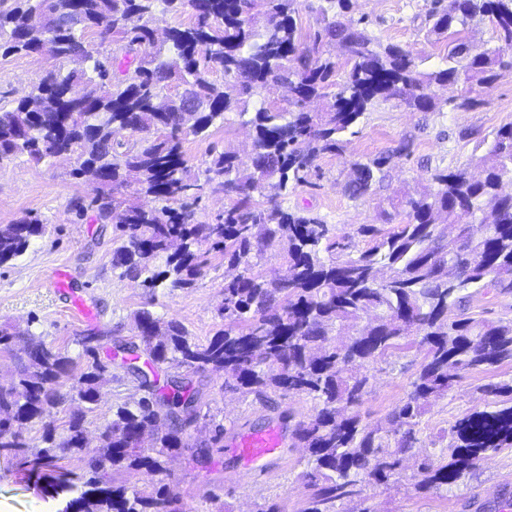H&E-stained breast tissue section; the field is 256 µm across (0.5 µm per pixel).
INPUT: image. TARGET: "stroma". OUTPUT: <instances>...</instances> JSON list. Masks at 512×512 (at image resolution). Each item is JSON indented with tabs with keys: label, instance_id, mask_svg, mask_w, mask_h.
I'll list each match as a JSON object with an SVG mask.
<instances>
[{
	"label": "stroma",
	"instance_id": "35a3bbf8",
	"mask_svg": "<svg viewBox=\"0 0 512 512\" xmlns=\"http://www.w3.org/2000/svg\"><path fill=\"white\" fill-rule=\"evenodd\" d=\"M430 0H353L352 19H365V28L384 43H396L421 56L425 67L443 65L446 43L428 41L426 20ZM46 55L0 54V108L9 109L28 94L45 71L57 67ZM466 95L462 86L439 89V110L417 112L397 100L378 103L347 135L343 155L320 156L302 182L279 199L282 207L301 209L336 235L355 236L360 225L380 221V210L407 190L431 186L438 170L469 165L482 155L486 141L503 125L512 123V69L499 72L495 80L480 89L477 104L461 107ZM411 144L409 155L393 160L384 176L363 195H352L351 163L390 153L400 141ZM231 146L249 151L248 129L236 113L225 116L223 124L210 129L207 137L183 136L182 151L194 167H201L209 150ZM93 188L68 175L65 167L44 162L34 165L20 155L0 160V224H10L26 215L40 218L46 231L19 260L0 266V324L16 331H29L45 341L77 354V338L101 329L111 332L113 341L135 338L131 315L148 308L157 315L183 323L193 336L206 340L220 327L215 309L223 297L224 263L213 259L194 287L148 293L139 282L119 277L112 269V227L101 223L88 202ZM84 210H77V203ZM65 275L66 290L53 286L56 272ZM89 305L92 320L79 319L72 297ZM114 381L105 390L101 406L86 412L85 426L91 432L112 416L116 404L133 403L141 391L120 364H113ZM371 389L357 411L370 424L384 421L392 408L410 389L409 373L378 363L370 366ZM512 377V366L490 373H467L448 397L434 402L421 419V446H428L433 433L450 428L473 409L483 407L488 397L482 388L488 383ZM201 390L199 423L191 428L193 445L173 465L179 490L188 512H222L232 503L235 512H251L268 497H279L288 512H298L306 493L302 473L306 458L296 441H289L280 457L268 461L263 470L244 468L241 460L224 448H211L207 457H197L195 447L209 438L204 425L216 420L227 435L247 429H261L288 412L308 418L314 409L311 399L292 395L274 399L268 406L242 401L226 388L219 373L194 376ZM503 480H512V448L493 454L468 473L447 495L433 497L419 493L407 482L366 487V504L374 512H490L475 506L476 497ZM58 501L46 497L36 477L21 458L0 452V512H58Z\"/></svg>",
	"mask_w": 512,
	"mask_h": 512
}]
</instances>
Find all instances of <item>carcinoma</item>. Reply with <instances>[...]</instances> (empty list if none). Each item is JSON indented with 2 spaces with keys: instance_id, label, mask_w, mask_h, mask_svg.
Wrapping results in <instances>:
<instances>
[{
  "instance_id": "1",
  "label": "carcinoma",
  "mask_w": 512,
  "mask_h": 512,
  "mask_svg": "<svg viewBox=\"0 0 512 512\" xmlns=\"http://www.w3.org/2000/svg\"><path fill=\"white\" fill-rule=\"evenodd\" d=\"M351 0H309L316 27L303 34L297 0H13L0 10L4 54L46 53L79 66L53 69L8 111L0 112V160L25 154L40 163L74 162L70 176L96 187L90 206L115 224L112 267L143 279L147 288L195 286L210 259L220 256L235 274L224 278L217 307L220 328L207 341L179 321L148 309L133 313L142 351L156 364L191 373L222 372L225 384L253 403L306 395L314 412L288 423L308 449V489L298 512H344L367 485L410 477L415 488L438 495L456 485L492 453L512 448V378L484 386L498 401L475 409L422 454L419 425L432 402L455 387L461 373L512 366V321L467 314L485 288L512 294V124L502 126L467 169L437 171L433 187L405 193L404 222L390 230L363 224L352 239L336 240L328 225L281 206L270 187L288 193L324 154L344 151V134L377 102L400 100L418 112L438 108L434 88L461 84L469 92L512 68V0H431L428 33L446 38L448 64L419 68V56L372 38L347 17ZM191 9V19L154 36L156 13ZM490 24L493 47L464 34L475 19ZM108 45L105 53L87 35ZM344 64L336 61V45ZM224 75L218 84L211 75ZM176 84L182 91L171 95ZM293 86L284 109L271 98ZM324 101L319 112L304 104ZM236 112L253 134L245 155L211 150L195 172L180 135L201 136ZM405 143L388 155L353 162L352 194L367 193ZM224 188L230 200L217 222L195 221L199 176ZM135 187L117 201L113 193ZM159 203L143 208L140 197ZM45 232L25 216L0 224V266L22 257ZM284 259L291 276L268 271V253ZM0 327V352L15 355L16 372L0 383V448L22 455L72 512H186L167 459L190 447L187 428L198 420L200 391L184 378L158 386L140 369V402L116 406L100 428L99 444L83 443L84 418L69 417L62 431L46 421L62 403L58 388L96 409L112 382V360L99 357L105 332L78 340L85 363L73 374L67 351L27 333L15 352ZM418 360H406L411 350ZM401 363L410 391L385 422L367 424L355 411L371 387L368 368ZM41 425L40 444L24 433ZM68 456L75 470L55 465ZM417 457L412 474L404 464ZM159 476L140 487L139 473Z\"/></svg>"
}]
</instances>
